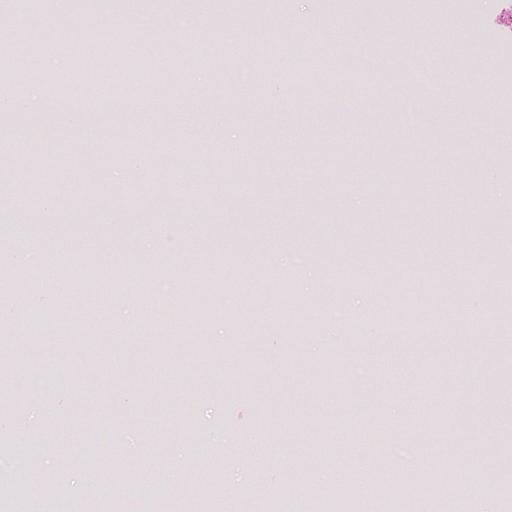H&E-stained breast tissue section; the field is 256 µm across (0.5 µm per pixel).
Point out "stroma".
<instances>
[{"mask_svg":"<svg viewBox=\"0 0 512 512\" xmlns=\"http://www.w3.org/2000/svg\"><path fill=\"white\" fill-rule=\"evenodd\" d=\"M0 18L13 55L60 57L69 81L0 85L34 102L0 111V309L44 380L0 381V459L33 445L49 472L14 478L11 500L93 502L144 472L222 478L224 512H251L259 485L269 512H343L353 494L386 512L366 465L381 457L393 479L447 467L441 512L464 484L478 512H512L480 493L512 471V0H213L205 21L195 0H21ZM50 27L68 47L38 39ZM132 33L180 61L177 81L86 71ZM245 33L258 53L241 55ZM47 101L82 124L31 122ZM21 248L43 257L28 301L53 331L27 333L9 301ZM87 264L94 308L68 276ZM202 274L223 287L172 292ZM102 431L104 465L86 450Z\"/></svg>","mask_w":512,"mask_h":512,"instance_id":"35a3bbf8","label":"stroma"}]
</instances>
